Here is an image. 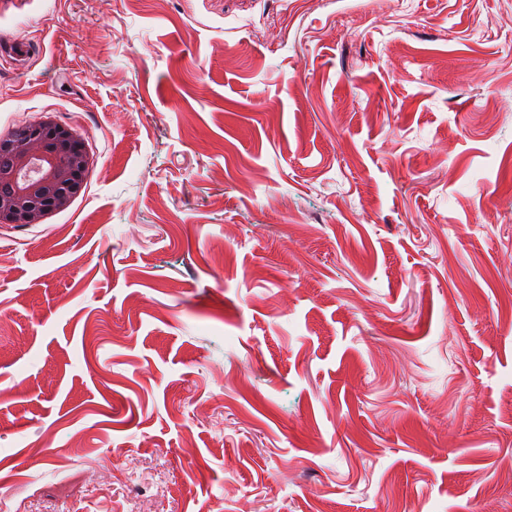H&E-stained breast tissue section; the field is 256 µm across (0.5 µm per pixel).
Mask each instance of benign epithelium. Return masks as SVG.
I'll return each instance as SVG.
<instances>
[{
	"instance_id": "1",
	"label": "benign epithelium",
	"mask_w": 512,
	"mask_h": 512,
	"mask_svg": "<svg viewBox=\"0 0 512 512\" xmlns=\"http://www.w3.org/2000/svg\"><path fill=\"white\" fill-rule=\"evenodd\" d=\"M0 224H39L82 189L89 157L79 134L52 120L15 129L0 142Z\"/></svg>"
}]
</instances>
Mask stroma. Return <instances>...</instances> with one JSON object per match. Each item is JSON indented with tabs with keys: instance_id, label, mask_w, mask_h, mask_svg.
Masks as SVG:
<instances>
[{
	"instance_id": "stroma-1",
	"label": "stroma",
	"mask_w": 512,
	"mask_h": 512,
	"mask_svg": "<svg viewBox=\"0 0 512 512\" xmlns=\"http://www.w3.org/2000/svg\"><path fill=\"white\" fill-rule=\"evenodd\" d=\"M6 512H512V0H0ZM0 224H39L82 189L89 157L79 134L53 120L15 129L1 140ZM35 168L36 175L27 173ZM2 186L7 188L1 189Z\"/></svg>"
}]
</instances>
